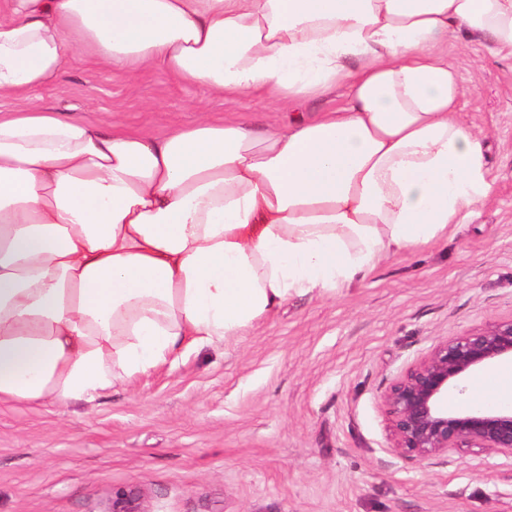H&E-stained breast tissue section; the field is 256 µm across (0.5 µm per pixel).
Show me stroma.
Returning a JSON list of instances; mask_svg holds the SVG:
<instances>
[{
	"mask_svg": "<svg viewBox=\"0 0 512 512\" xmlns=\"http://www.w3.org/2000/svg\"><path fill=\"white\" fill-rule=\"evenodd\" d=\"M448 61L495 191L446 240L395 254L336 293L290 298L243 335L115 386L96 403H0V512H512V459L397 451L384 396L439 341L512 318V60L486 42ZM206 100L156 71L70 61L31 100L164 135L200 113L264 130L342 105Z\"/></svg>",
	"mask_w": 512,
	"mask_h": 512,
	"instance_id": "1",
	"label": "stroma"
}]
</instances>
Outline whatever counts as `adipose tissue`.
Segmentation results:
<instances>
[{"instance_id":"1","label":"adipose tissue","mask_w":512,"mask_h":512,"mask_svg":"<svg viewBox=\"0 0 512 512\" xmlns=\"http://www.w3.org/2000/svg\"><path fill=\"white\" fill-rule=\"evenodd\" d=\"M512 58V0H0V100L75 55L221 97L346 104L165 136L0 113V401L92 403L431 247L494 193L448 44Z\"/></svg>"}]
</instances>
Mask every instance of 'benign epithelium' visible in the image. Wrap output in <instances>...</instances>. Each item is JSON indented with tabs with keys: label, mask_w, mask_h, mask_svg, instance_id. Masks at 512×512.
Wrapping results in <instances>:
<instances>
[{
	"label": "benign epithelium",
	"mask_w": 512,
	"mask_h": 512,
	"mask_svg": "<svg viewBox=\"0 0 512 512\" xmlns=\"http://www.w3.org/2000/svg\"><path fill=\"white\" fill-rule=\"evenodd\" d=\"M512 360V319L438 342L390 387L394 448L420 459L471 450L512 458V409L448 407V395L475 370ZM107 512H142L137 499L121 495Z\"/></svg>",
	"instance_id": "obj_1"
}]
</instances>
